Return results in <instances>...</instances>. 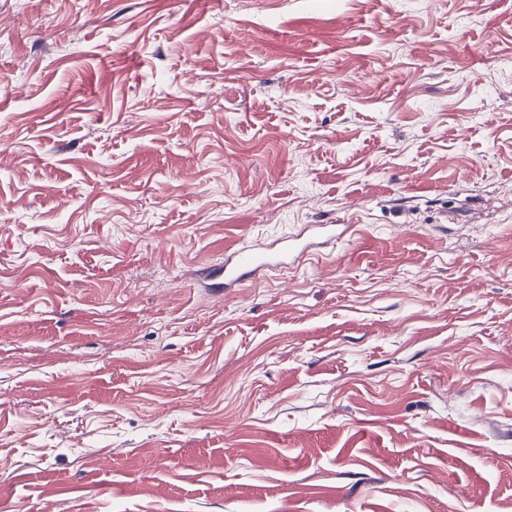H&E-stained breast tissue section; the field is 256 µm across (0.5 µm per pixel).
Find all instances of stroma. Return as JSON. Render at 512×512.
Returning a JSON list of instances; mask_svg holds the SVG:
<instances>
[{
	"label": "stroma",
	"mask_w": 512,
	"mask_h": 512,
	"mask_svg": "<svg viewBox=\"0 0 512 512\" xmlns=\"http://www.w3.org/2000/svg\"><path fill=\"white\" fill-rule=\"evenodd\" d=\"M1 206L0 512L512 504V0H0ZM348 224H311L295 236L281 238L267 246L243 245L224 252V264L208 270L203 279L218 292L236 288L255 278L264 268L288 264L295 255L308 254L333 238H344Z\"/></svg>",
	"instance_id": "stroma-1"
}]
</instances>
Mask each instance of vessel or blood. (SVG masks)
Returning <instances> with one entry per match:
<instances>
[{
    "label": "vessel or blood",
    "instance_id": "1",
    "mask_svg": "<svg viewBox=\"0 0 512 512\" xmlns=\"http://www.w3.org/2000/svg\"><path fill=\"white\" fill-rule=\"evenodd\" d=\"M345 224H311L290 238L266 246L244 245L225 251L223 265L208 270L205 281L215 289H230L255 278L263 269L283 265L291 258L313 252L333 238L346 237Z\"/></svg>",
    "mask_w": 512,
    "mask_h": 512
}]
</instances>
